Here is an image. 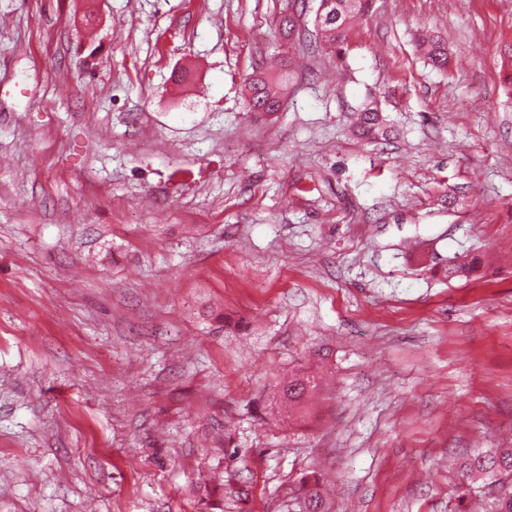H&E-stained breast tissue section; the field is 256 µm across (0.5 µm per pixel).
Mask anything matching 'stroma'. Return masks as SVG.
<instances>
[{"mask_svg": "<svg viewBox=\"0 0 512 512\" xmlns=\"http://www.w3.org/2000/svg\"><path fill=\"white\" fill-rule=\"evenodd\" d=\"M286 3L0 0V512H450L512 447V0H373L340 60ZM247 101L251 112H259L267 106L282 103L288 89L286 76L262 73L246 78ZM278 105L270 109H262L260 112H278ZM359 127L362 134L368 137L386 136L388 132L386 119L377 106L368 104L359 111ZM319 384L314 376L296 374L288 378L287 383L280 384L273 396L277 413L292 412L302 408ZM282 394H288V403L281 402Z\"/></svg>", "mask_w": 512, "mask_h": 512, "instance_id": "obj_1", "label": "stroma"}]
</instances>
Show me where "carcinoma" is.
<instances>
[{
	"label": "carcinoma",
	"mask_w": 512,
	"mask_h": 512,
	"mask_svg": "<svg viewBox=\"0 0 512 512\" xmlns=\"http://www.w3.org/2000/svg\"><path fill=\"white\" fill-rule=\"evenodd\" d=\"M327 7L314 23L324 44L341 57L353 23L370 11L372 0H326ZM426 58L436 67L448 64L447 48L441 40L425 42ZM247 101L252 112L282 102L288 89L286 76L262 73L246 78ZM359 127L368 137L385 136L386 119L379 108L368 104L359 111ZM477 269L474 260H459L448 265V279L468 280ZM315 377L296 374L279 385L273 396L278 411L292 412L305 405L317 390ZM462 481L453 495L452 512H471L469 503L477 501L483 512H512V448H497L486 453H465L458 457Z\"/></svg>",
	"instance_id": "obj_1"
}]
</instances>
